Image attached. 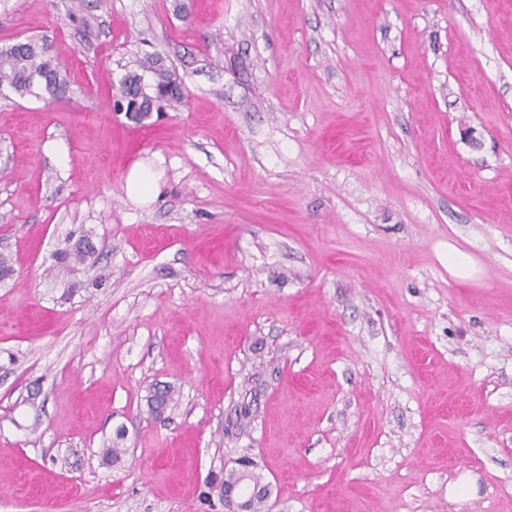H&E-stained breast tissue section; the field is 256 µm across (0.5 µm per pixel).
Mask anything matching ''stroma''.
Returning <instances> with one entry per match:
<instances>
[{"mask_svg":"<svg viewBox=\"0 0 512 512\" xmlns=\"http://www.w3.org/2000/svg\"><path fill=\"white\" fill-rule=\"evenodd\" d=\"M173 3L0 0L69 86L0 91V512H512V0ZM142 73L130 72L125 75L113 96L115 100L129 98L126 116L139 123L148 118L155 109L174 108L186 104L185 89L182 80L172 70L160 64L159 59L148 58L141 64ZM144 73H149L148 82H144ZM130 112H134L129 116ZM158 172L151 167L135 165L126 177L127 197L137 204H147L158 186ZM240 470L236 467L231 468L227 472L224 473V476L218 478L216 476L212 481H218L224 486V494L223 496L219 492L220 496L224 499V508L227 509V512H248L247 503L249 499L253 496L250 503V512H261L263 508L264 500L267 498L266 495H256V487L251 486V484H243L244 480H241ZM239 481V483L235 486H227L224 484H235Z\"/></svg>","mask_w":512,"mask_h":512,"instance_id":"35a3bbf8","label":"stroma"}]
</instances>
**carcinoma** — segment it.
Wrapping results in <instances>:
<instances>
[{
  "label": "carcinoma",
  "instance_id": "cac0c4a2",
  "mask_svg": "<svg viewBox=\"0 0 512 512\" xmlns=\"http://www.w3.org/2000/svg\"><path fill=\"white\" fill-rule=\"evenodd\" d=\"M8 85L21 97H66L68 84L63 73L59 53L54 45L45 41L20 42L7 52L0 50V88ZM129 98L125 114L139 123L151 112L186 104L182 80L158 59H147L141 72L125 75L114 98Z\"/></svg>",
  "mask_w": 512,
  "mask_h": 512
}]
</instances>
